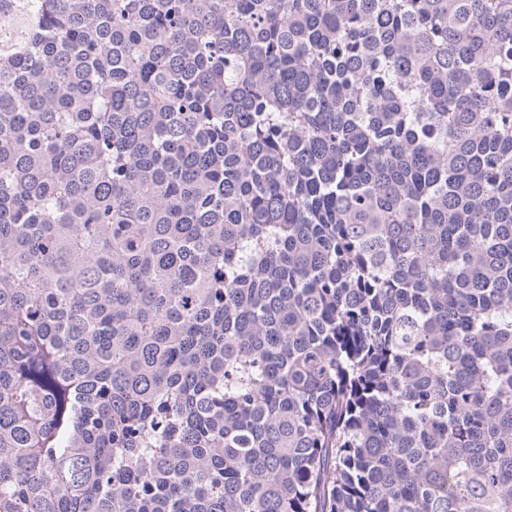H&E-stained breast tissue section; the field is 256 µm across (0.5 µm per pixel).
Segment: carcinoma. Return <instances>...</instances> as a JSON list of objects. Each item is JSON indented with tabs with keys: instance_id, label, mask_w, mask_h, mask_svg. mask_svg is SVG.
I'll list each match as a JSON object with an SVG mask.
<instances>
[{
	"instance_id": "carcinoma-1",
	"label": "carcinoma",
	"mask_w": 512,
	"mask_h": 512,
	"mask_svg": "<svg viewBox=\"0 0 512 512\" xmlns=\"http://www.w3.org/2000/svg\"><path fill=\"white\" fill-rule=\"evenodd\" d=\"M0 19V512H512V0Z\"/></svg>"
}]
</instances>
